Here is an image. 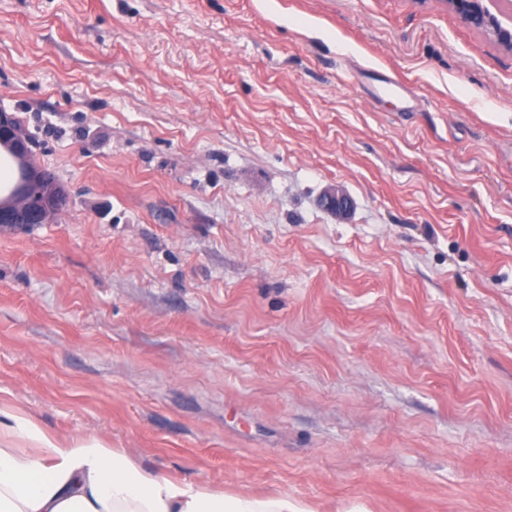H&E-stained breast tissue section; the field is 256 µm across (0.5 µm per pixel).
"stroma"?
<instances>
[{
	"instance_id": "obj_1",
	"label": "stroma",
	"mask_w": 512,
	"mask_h": 512,
	"mask_svg": "<svg viewBox=\"0 0 512 512\" xmlns=\"http://www.w3.org/2000/svg\"><path fill=\"white\" fill-rule=\"evenodd\" d=\"M0 108L66 194L0 230L1 402L227 494L512 512V54L438 0H0Z\"/></svg>"
}]
</instances>
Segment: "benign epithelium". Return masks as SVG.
I'll use <instances>...</instances> for the list:
<instances>
[{
    "label": "benign epithelium",
    "instance_id": "7a95c632",
    "mask_svg": "<svg viewBox=\"0 0 512 512\" xmlns=\"http://www.w3.org/2000/svg\"><path fill=\"white\" fill-rule=\"evenodd\" d=\"M466 25L489 34L504 51L512 53V23L505 21L498 12L487 6V0H442ZM9 116L0 113V142H8L13 153L21 158L31 154L26 135L11 130ZM13 194L16 202L0 203V227H23L30 224H46L64 200V191L46 171L28 168V178L18 184ZM325 209L338 216L346 215L352 205L351 198L342 190L334 189L322 197Z\"/></svg>",
    "mask_w": 512,
    "mask_h": 512
}]
</instances>
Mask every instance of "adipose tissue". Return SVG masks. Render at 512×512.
<instances>
[{"label": "adipose tissue", "instance_id": "adipose-tissue-1", "mask_svg": "<svg viewBox=\"0 0 512 512\" xmlns=\"http://www.w3.org/2000/svg\"><path fill=\"white\" fill-rule=\"evenodd\" d=\"M0 512H306L144 469L98 436L61 438L0 403Z\"/></svg>", "mask_w": 512, "mask_h": 512}]
</instances>
